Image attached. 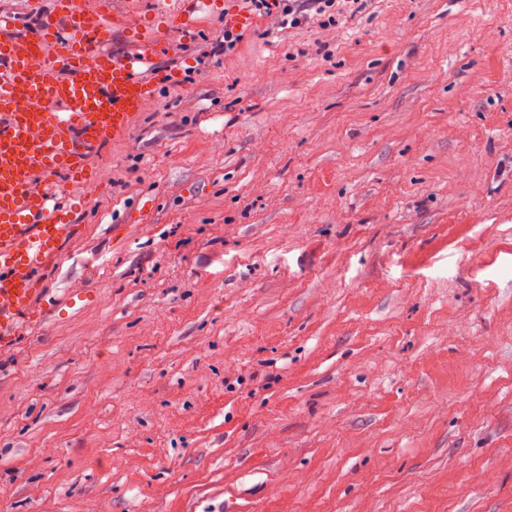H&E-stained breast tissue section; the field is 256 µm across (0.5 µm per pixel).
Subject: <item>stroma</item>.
Listing matches in <instances>:
<instances>
[{"mask_svg":"<svg viewBox=\"0 0 512 512\" xmlns=\"http://www.w3.org/2000/svg\"><path fill=\"white\" fill-rule=\"evenodd\" d=\"M169 39L0 345V512H512V0Z\"/></svg>","mask_w":512,"mask_h":512,"instance_id":"1","label":"stroma"}]
</instances>
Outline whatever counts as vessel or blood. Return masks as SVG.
<instances>
[{
    "mask_svg": "<svg viewBox=\"0 0 512 512\" xmlns=\"http://www.w3.org/2000/svg\"><path fill=\"white\" fill-rule=\"evenodd\" d=\"M215 3L173 0L134 24L112 0H53L22 31L0 12V343L51 316L47 282L76 230L61 195L98 183L91 158L128 140L158 82L176 78L142 68L172 51L170 28L190 35L216 18ZM118 33L132 52L108 50Z\"/></svg>",
    "mask_w": 512,
    "mask_h": 512,
    "instance_id": "obj_1",
    "label": "vessel or blood"
}]
</instances>
